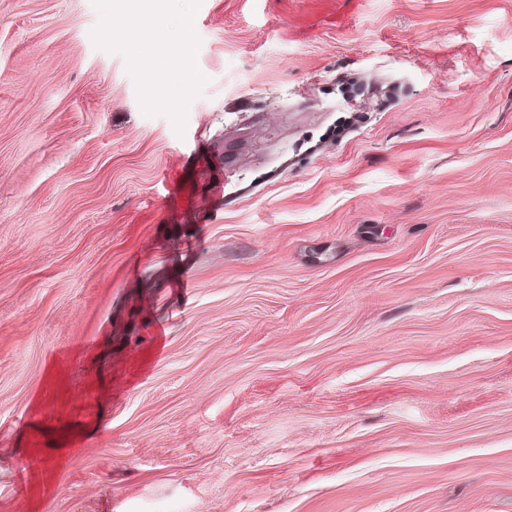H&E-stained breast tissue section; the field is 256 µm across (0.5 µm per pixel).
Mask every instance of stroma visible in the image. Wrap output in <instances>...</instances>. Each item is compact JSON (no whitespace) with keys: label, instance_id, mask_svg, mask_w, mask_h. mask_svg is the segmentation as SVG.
Masks as SVG:
<instances>
[{"label":"stroma","instance_id":"stroma-1","mask_svg":"<svg viewBox=\"0 0 512 512\" xmlns=\"http://www.w3.org/2000/svg\"><path fill=\"white\" fill-rule=\"evenodd\" d=\"M155 2L0 0V512H512V0ZM191 156L192 154L185 161L181 160L178 165L171 167L168 172L163 175L162 183L165 189V206L170 209L171 214L182 213L180 200L186 196L188 184L185 167L193 160ZM191 166L195 177L198 179H208L213 184V191L216 192L215 196L223 195V182L220 177L213 175L216 167L213 162L207 161L202 166L195 168V163L192 161Z\"/></svg>","mask_w":512,"mask_h":512}]
</instances>
